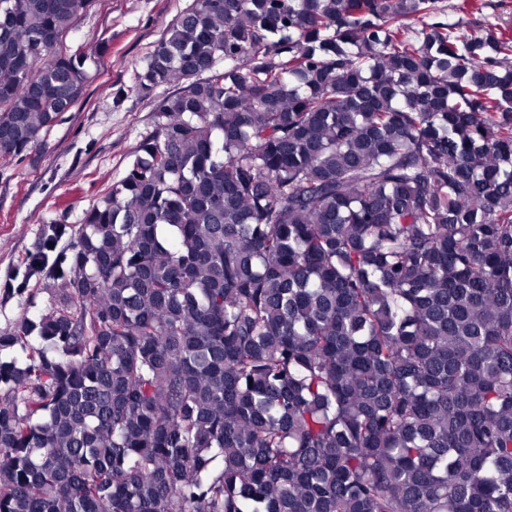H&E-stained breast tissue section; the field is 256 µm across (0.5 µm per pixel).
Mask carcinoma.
<instances>
[{
  "mask_svg": "<svg viewBox=\"0 0 512 512\" xmlns=\"http://www.w3.org/2000/svg\"><path fill=\"white\" fill-rule=\"evenodd\" d=\"M84 3L0 0V160L84 95ZM439 12L177 15L136 88L190 83L0 335V512H512V36Z\"/></svg>",
  "mask_w": 512,
  "mask_h": 512,
  "instance_id": "obj_1",
  "label": "carcinoma"
}]
</instances>
